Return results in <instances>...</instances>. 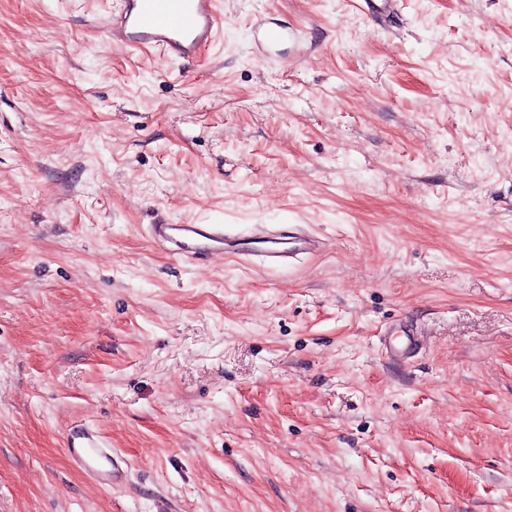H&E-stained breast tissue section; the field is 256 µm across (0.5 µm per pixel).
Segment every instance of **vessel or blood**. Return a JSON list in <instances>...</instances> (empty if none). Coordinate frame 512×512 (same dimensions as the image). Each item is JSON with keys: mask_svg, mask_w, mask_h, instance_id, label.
<instances>
[{"mask_svg": "<svg viewBox=\"0 0 512 512\" xmlns=\"http://www.w3.org/2000/svg\"><path fill=\"white\" fill-rule=\"evenodd\" d=\"M363 2L379 24L399 12V0ZM108 31L113 43L148 48L163 59L187 62L218 45L224 11L221 0H114ZM147 234L157 249L195 264L221 254L241 265L284 268L324 247L302 224H151ZM64 446L71 461L93 481L117 482L113 450L95 429L87 425L70 429Z\"/></svg>", "mask_w": 512, "mask_h": 512, "instance_id": "vessel-or-blood-1", "label": "vessel or blood"}]
</instances>
